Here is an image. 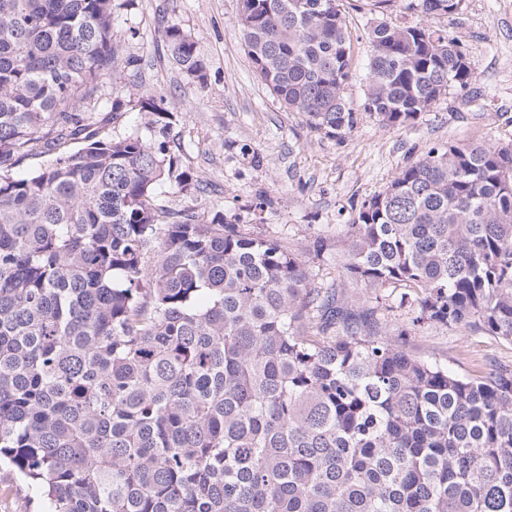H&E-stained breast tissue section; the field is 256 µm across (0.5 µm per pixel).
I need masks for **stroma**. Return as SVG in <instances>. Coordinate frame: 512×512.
<instances>
[{"mask_svg":"<svg viewBox=\"0 0 512 512\" xmlns=\"http://www.w3.org/2000/svg\"><path fill=\"white\" fill-rule=\"evenodd\" d=\"M239 0H125L113 11L112 38L135 72L125 86L102 89L101 107L113 96L136 101L141 87L161 97L174 120L167 149L198 182L187 194H162L160 204L196 213L223 211L248 232L303 247L314 236L343 238L363 201L382 191L407 164L436 143L512 142V0H465L461 11L441 18L455 37L476 80L448 96L406 127L361 117L344 138L310 128L255 76L236 22ZM352 45L353 77L345 96L353 108L364 99L369 61L368 0H344ZM178 23L207 63L205 86L173 65L162 31ZM277 201L264 223L249 205L256 193ZM418 355L467 374L497 361L512 365V346L479 332L425 327ZM39 494L9 467L0 468V512H42Z\"/></svg>","mask_w":512,"mask_h":512,"instance_id":"1","label":"stroma"}]
</instances>
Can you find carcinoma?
Instances as JSON below:
<instances>
[{
	"label": "carcinoma",
	"instance_id": "cac0c4a2",
	"mask_svg": "<svg viewBox=\"0 0 512 512\" xmlns=\"http://www.w3.org/2000/svg\"><path fill=\"white\" fill-rule=\"evenodd\" d=\"M114 0H0V464L46 512H512V368L412 351L427 325L512 345V144H435L365 200L341 279L224 212L164 143L114 134ZM464 0H402L426 17ZM257 77L331 138L359 122L342 0H240ZM177 68L207 64L177 23ZM363 113L408 126L475 77L448 30L374 19ZM149 132L174 113L144 90ZM46 166L19 173L28 157ZM404 292L390 300L383 289Z\"/></svg>",
	"mask_w": 512,
	"mask_h": 512
}]
</instances>
